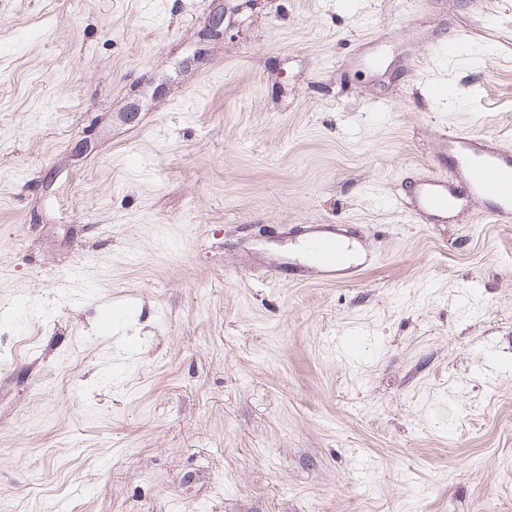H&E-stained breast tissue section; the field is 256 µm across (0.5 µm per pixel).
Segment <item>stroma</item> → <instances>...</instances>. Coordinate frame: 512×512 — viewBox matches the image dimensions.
<instances>
[{
  "instance_id": "stroma-1",
  "label": "stroma",
  "mask_w": 512,
  "mask_h": 512,
  "mask_svg": "<svg viewBox=\"0 0 512 512\" xmlns=\"http://www.w3.org/2000/svg\"><path fill=\"white\" fill-rule=\"evenodd\" d=\"M444 126L512 140V0H0V512H512V224L393 203ZM332 223L357 283L242 263Z\"/></svg>"
}]
</instances>
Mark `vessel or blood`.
Wrapping results in <instances>:
<instances>
[{
    "instance_id": "1",
    "label": "vessel or blood",
    "mask_w": 512,
    "mask_h": 512,
    "mask_svg": "<svg viewBox=\"0 0 512 512\" xmlns=\"http://www.w3.org/2000/svg\"><path fill=\"white\" fill-rule=\"evenodd\" d=\"M448 160L425 168L413 185L423 205L412 210L421 224L446 220L449 213L475 212L494 224L512 223V142L483 137L456 129H444ZM282 236H299L315 253L316 263H292L291 284L317 278L332 283L360 279L380 260L362 251L349 224H296L283 227Z\"/></svg>"
}]
</instances>
